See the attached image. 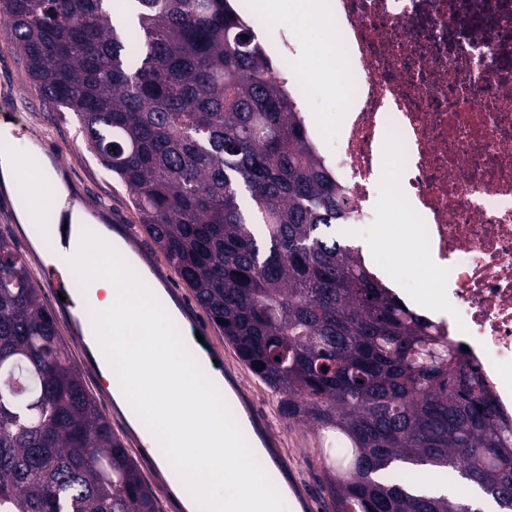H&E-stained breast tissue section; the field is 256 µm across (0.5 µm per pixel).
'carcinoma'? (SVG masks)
<instances>
[{"instance_id": "obj_1", "label": "carcinoma", "mask_w": 512, "mask_h": 512, "mask_svg": "<svg viewBox=\"0 0 512 512\" xmlns=\"http://www.w3.org/2000/svg\"><path fill=\"white\" fill-rule=\"evenodd\" d=\"M0 0L53 105L124 184L145 232L279 398L335 436L334 512H483L410 476L452 471L512 512V414L462 343L338 228L350 200L231 0ZM0 507L156 512L39 286L0 234Z\"/></svg>"}]
</instances>
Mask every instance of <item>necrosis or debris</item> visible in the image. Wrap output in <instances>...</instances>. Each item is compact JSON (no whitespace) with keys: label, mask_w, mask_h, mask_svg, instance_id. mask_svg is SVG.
Wrapping results in <instances>:
<instances>
[{"label":"necrosis or debris","mask_w":512,"mask_h":512,"mask_svg":"<svg viewBox=\"0 0 512 512\" xmlns=\"http://www.w3.org/2000/svg\"><path fill=\"white\" fill-rule=\"evenodd\" d=\"M343 64L347 121L323 159L361 231L391 192L447 296L448 330L512 409V0H319ZM288 28L273 77L302 104Z\"/></svg>","instance_id":"necrosis-or-debris-1"}]
</instances>
